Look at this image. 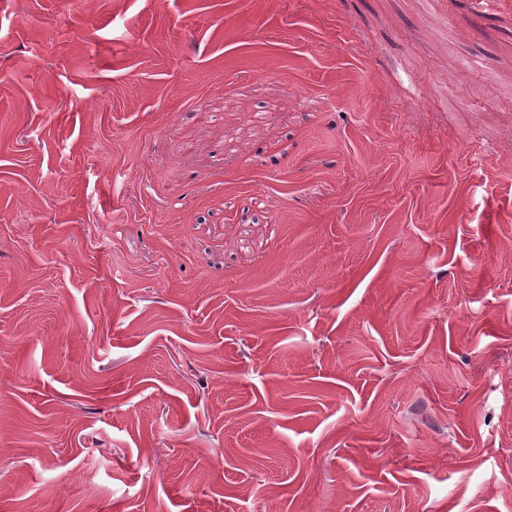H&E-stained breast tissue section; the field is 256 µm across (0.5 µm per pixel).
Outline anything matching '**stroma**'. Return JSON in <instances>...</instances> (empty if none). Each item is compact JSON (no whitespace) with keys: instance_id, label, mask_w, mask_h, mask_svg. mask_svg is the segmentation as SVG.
Returning <instances> with one entry per match:
<instances>
[{"instance_id":"stroma-1","label":"stroma","mask_w":512,"mask_h":512,"mask_svg":"<svg viewBox=\"0 0 512 512\" xmlns=\"http://www.w3.org/2000/svg\"><path fill=\"white\" fill-rule=\"evenodd\" d=\"M0 512H512V0H0Z\"/></svg>"}]
</instances>
